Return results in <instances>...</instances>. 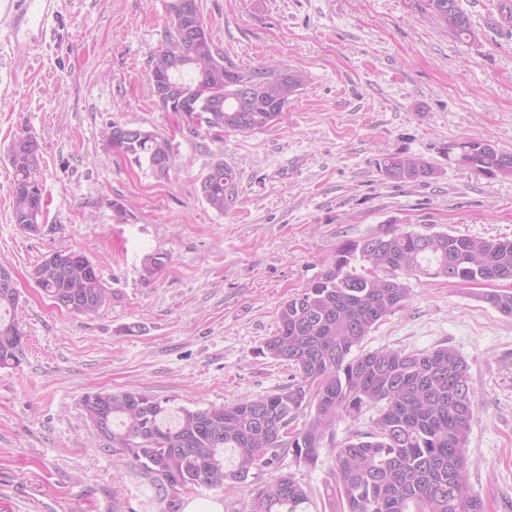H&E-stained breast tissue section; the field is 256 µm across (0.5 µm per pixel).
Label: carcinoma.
I'll return each instance as SVG.
<instances>
[{
	"label": "carcinoma",
	"mask_w": 512,
	"mask_h": 512,
	"mask_svg": "<svg viewBox=\"0 0 512 512\" xmlns=\"http://www.w3.org/2000/svg\"><path fill=\"white\" fill-rule=\"evenodd\" d=\"M176 2L167 4L165 42L152 58L165 74L162 111L197 112L208 129L241 134L277 124L309 83V73L273 58L241 67L205 27L200 41L180 38L184 20ZM419 7L457 38L474 37L459 0H420ZM30 138L35 135L15 136L7 155L14 223L36 232L46 205L31 212L32 193L45 198L40 149L27 143ZM107 139L137 164L168 175L172 146L166 137L151 131L133 136L114 124ZM461 162L476 175L512 177V153L488 142L463 143ZM380 166L399 182L435 174L428 162L403 152H384ZM200 182L213 210L222 214L234 207L238 181L232 167L218 161ZM412 278L512 284V240L420 233L391 224L345 242L327 269L281 305L277 330L259 349L288 364V385L264 397L204 409H174L145 391L100 390L84 396L86 415L112 451L131 458L165 502L167 477L178 480L182 491L232 489L282 454L314 465L338 421L377 405L370 429L336 449L334 484L325 485L329 512H485L467 483L465 448L476 400L464 358L445 345L361 349L372 329L404 306ZM32 279L68 313L75 309L92 317L110 299L98 267L81 251L43 259ZM483 300L512 317V291H490ZM18 301L15 282L0 281V312H10ZM24 338L18 321L0 315L1 369L20 364ZM307 408L315 409L314 416L300 429L289 428ZM310 504L308 490L293 474L278 473L252 490L249 512H308Z\"/></svg>",
	"instance_id": "cac0c4a2"
}]
</instances>
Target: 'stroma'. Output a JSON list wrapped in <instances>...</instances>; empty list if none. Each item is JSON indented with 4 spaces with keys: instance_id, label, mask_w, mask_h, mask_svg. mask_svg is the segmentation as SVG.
<instances>
[{
    "instance_id": "obj_1",
    "label": "stroma",
    "mask_w": 512,
    "mask_h": 512,
    "mask_svg": "<svg viewBox=\"0 0 512 512\" xmlns=\"http://www.w3.org/2000/svg\"><path fill=\"white\" fill-rule=\"evenodd\" d=\"M168 0H54L47 35L7 37L0 7V260L20 291V365L0 369V512H163L139 469L106 451L85 415L92 391L139 389L207 408L288 384L261 355L281 304L324 270L338 246L397 224L418 232L512 239V177L475 176L461 145L512 153V18L499 0H460L475 29L461 41L427 21L419 0H199L217 47L235 63L274 56L310 83L273 127L242 135L161 111L151 59ZM168 136V176L107 141L112 124ZM40 144L47 202L38 232L12 218L16 134ZM428 161L433 177L388 178L383 150ZM239 175L220 214L200 193L215 161ZM130 204L118 218L112 202ZM83 252L112 292L97 316L61 311L31 272L56 251ZM167 255L148 275L144 259ZM405 306L366 337L367 350L455 348L477 401L468 487L486 512H512V317L484 287L410 281ZM372 410L336 426L316 466L280 457L248 484L197 487L192 498L246 512L253 486L293 473L324 512L334 447L368 430Z\"/></svg>"
}]
</instances>
